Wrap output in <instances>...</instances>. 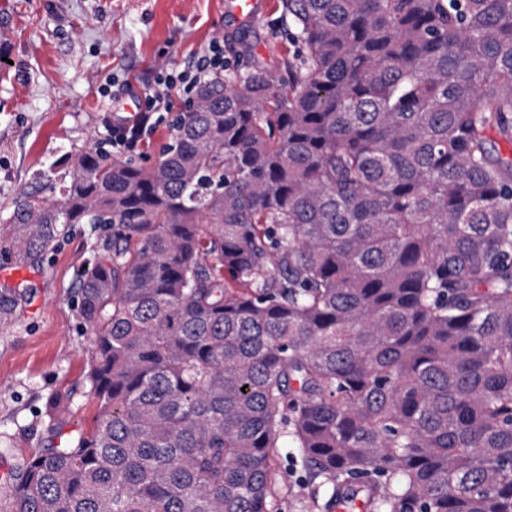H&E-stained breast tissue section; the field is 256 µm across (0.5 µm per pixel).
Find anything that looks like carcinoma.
Listing matches in <instances>:
<instances>
[{"label":"carcinoma","mask_w":512,"mask_h":512,"mask_svg":"<svg viewBox=\"0 0 512 512\" xmlns=\"http://www.w3.org/2000/svg\"><path fill=\"white\" fill-rule=\"evenodd\" d=\"M284 6L288 88L226 65L153 167L81 148L0 227L29 264L112 225L94 428L14 512H272L282 448L337 512H512V0Z\"/></svg>","instance_id":"obj_1"}]
</instances>
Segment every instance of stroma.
Listing matches in <instances>:
<instances>
[{
    "label": "stroma",
    "instance_id": "1",
    "mask_svg": "<svg viewBox=\"0 0 512 512\" xmlns=\"http://www.w3.org/2000/svg\"><path fill=\"white\" fill-rule=\"evenodd\" d=\"M225 0H0V225L35 173L74 149L112 136L126 109L140 112L135 94L160 69L190 66L215 39L238 30L251 51L225 52L230 66L249 58L284 75L296 54L284 0H257L244 19ZM145 135L133 157L151 167L171 142L175 112ZM112 230L73 225L68 238L35 264L0 252V268H16L19 293L11 320L0 322V489L24 459L53 441L50 398L66 399L68 427L91 430L98 405L85 375L91 336L76 309V274ZM274 512H329L295 460L283 449Z\"/></svg>",
    "mask_w": 512,
    "mask_h": 512
}]
</instances>
